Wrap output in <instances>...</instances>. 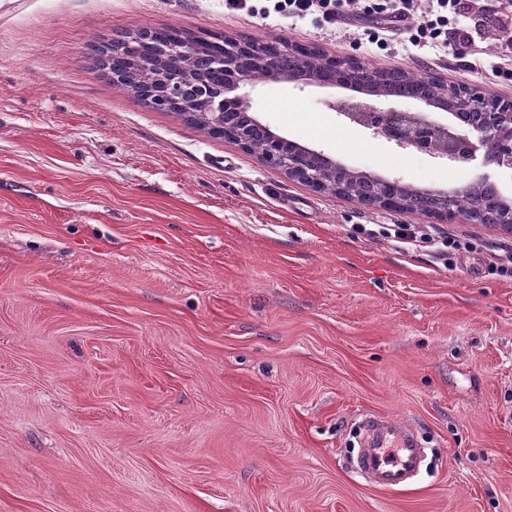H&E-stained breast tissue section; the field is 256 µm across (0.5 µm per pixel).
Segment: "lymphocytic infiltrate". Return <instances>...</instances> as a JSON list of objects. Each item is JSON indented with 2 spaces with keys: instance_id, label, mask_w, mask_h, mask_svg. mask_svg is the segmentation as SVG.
Returning <instances> with one entry per match:
<instances>
[{
  "instance_id": "f902f5d3",
  "label": "lymphocytic infiltrate",
  "mask_w": 512,
  "mask_h": 512,
  "mask_svg": "<svg viewBox=\"0 0 512 512\" xmlns=\"http://www.w3.org/2000/svg\"><path fill=\"white\" fill-rule=\"evenodd\" d=\"M230 12L264 20H303L315 17L327 23L355 14H376L410 31L417 49L452 50L464 69H475L471 41L461 24L469 0H224Z\"/></svg>"
}]
</instances>
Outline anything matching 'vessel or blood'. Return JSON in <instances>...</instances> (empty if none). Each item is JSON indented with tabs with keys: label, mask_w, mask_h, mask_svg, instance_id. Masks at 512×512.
<instances>
[{
	"label": "vessel or blood",
	"mask_w": 512,
	"mask_h": 512,
	"mask_svg": "<svg viewBox=\"0 0 512 512\" xmlns=\"http://www.w3.org/2000/svg\"><path fill=\"white\" fill-rule=\"evenodd\" d=\"M364 430L369 446L357 458L356 470L382 489L407 486L423 455L421 444L412 430L374 417L365 421Z\"/></svg>",
	"instance_id": "vessel-or-blood-1"
}]
</instances>
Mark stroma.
<instances>
[{
  "label": "stroma",
  "mask_w": 512,
  "mask_h": 512,
  "mask_svg": "<svg viewBox=\"0 0 512 512\" xmlns=\"http://www.w3.org/2000/svg\"><path fill=\"white\" fill-rule=\"evenodd\" d=\"M224 0H0V512H512V232L312 191L112 85L91 35L174 26L284 37L386 69L354 31ZM430 66L512 100V81ZM349 91L259 83L256 118L346 166L433 188L512 171L402 151L330 109ZM415 224L429 242L366 237ZM445 237L469 249L442 256ZM430 463L372 485L365 418Z\"/></svg>",
  "instance_id": "35a3bbf8"
}]
</instances>
